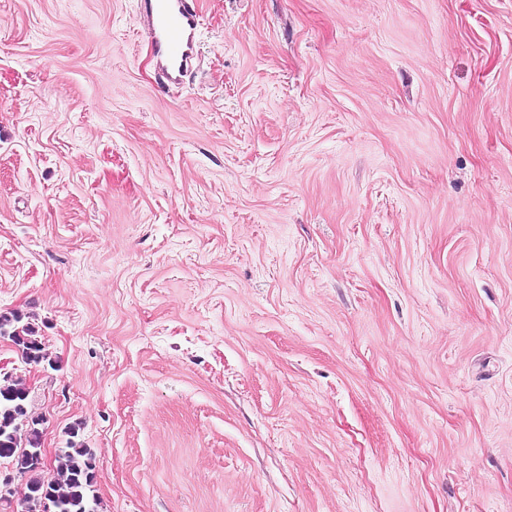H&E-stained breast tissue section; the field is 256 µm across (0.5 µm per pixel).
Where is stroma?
<instances>
[{
    "label": "stroma",
    "mask_w": 512,
    "mask_h": 512,
    "mask_svg": "<svg viewBox=\"0 0 512 512\" xmlns=\"http://www.w3.org/2000/svg\"><path fill=\"white\" fill-rule=\"evenodd\" d=\"M0 0V313L99 512H512V0ZM193 0H148L143 19L165 62L167 79L178 81L194 49L197 12ZM21 319V316L16 313L0 314V337H8L15 345L19 346L28 364L39 365L44 362L51 364L52 360L41 340L38 339L35 327L27 322L19 330L17 324Z\"/></svg>",
    "instance_id": "35a3bbf8"
}]
</instances>
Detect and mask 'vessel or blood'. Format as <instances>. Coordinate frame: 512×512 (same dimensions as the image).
Masks as SVG:
<instances>
[{"label":"vessel or blood","mask_w":512,"mask_h":512,"mask_svg":"<svg viewBox=\"0 0 512 512\" xmlns=\"http://www.w3.org/2000/svg\"><path fill=\"white\" fill-rule=\"evenodd\" d=\"M143 19L164 59L168 80H178L194 49L197 12L191 0H146Z\"/></svg>","instance_id":"1"}]
</instances>
